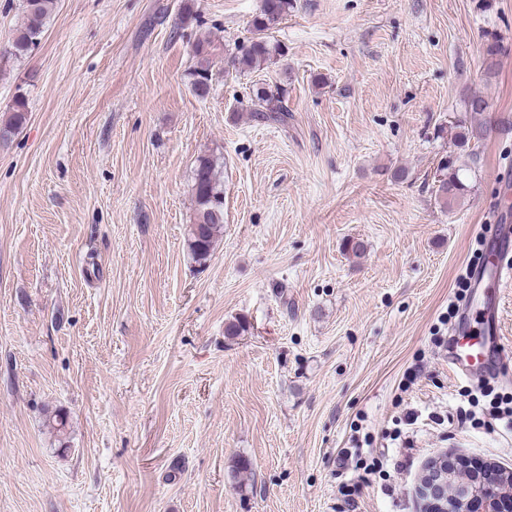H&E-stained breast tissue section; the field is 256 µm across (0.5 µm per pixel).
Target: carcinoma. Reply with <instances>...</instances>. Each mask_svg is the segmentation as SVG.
<instances>
[{
	"label": "carcinoma",
	"instance_id": "obj_1",
	"mask_svg": "<svg viewBox=\"0 0 512 512\" xmlns=\"http://www.w3.org/2000/svg\"><path fill=\"white\" fill-rule=\"evenodd\" d=\"M53 8L54 0H24L23 23L16 30L4 55L17 59L36 46ZM291 8L292 0H262L260 12L252 20L256 37L238 45L231 56L230 64L236 71L244 73L254 70L281 55L280 47L267 39L266 32L278 24ZM483 37V74L490 81L498 75L503 40L494 30L485 31ZM218 50L220 45L208 36L197 39L193 46L195 89L201 94L208 90L212 57ZM463 102L464 112L470 114V118L456 117L448 121V124L438 127L437 133H448L458 148L469 150L474 157L475 148L479 147L492 129V119L486 116L490 105L482 95L472 92L464 94ZM26 114V102L16 101L9 121L0 125L1 141L9 139L23 125ZM252 117L260 121L284 123L288 119V110L282 106L279 93L262 87L256 90ZM467 191L463 169L455 166L451 159L440 161L433 186L437 204L446 208L463 197ZM192 196L194 216L187 232V245L192 257L202 263L210 258L217 241L224 233V179L216 160L209 156L197 160Z\"/></svg>",
	"mask_w": 512,
	"mask_h": 512
}]
</instances>
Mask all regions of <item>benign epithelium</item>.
Returning a JSON list of instances; mask_svg holds the SVG:
<instances>
[{"label":"benign epithelium","instance_id":"obj_1","mask_svg":"<svg viewBox=\"0 0 512 512\" xmlns=\"http://www.w3.org/2000/svg\"><path fill=\"white\" fill-rule=\"evenodd\" d=\"M461 461L438 459L429 465L418 482L425 508L430 512H498V503L512 496V480L488 485L471 477L448 490L447 480L453 479Z\"/></svg>","mask_w":512,"mask_h":512}]
</instances>
